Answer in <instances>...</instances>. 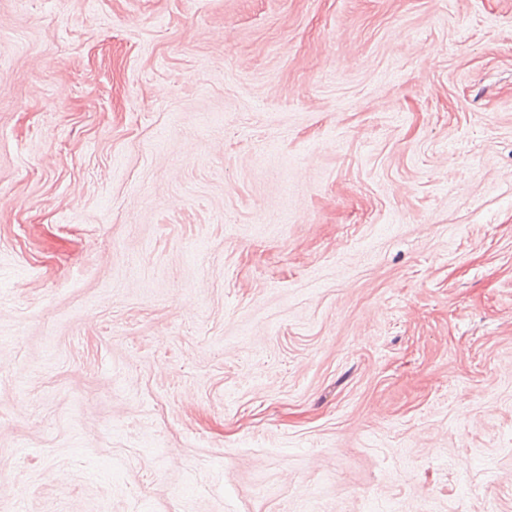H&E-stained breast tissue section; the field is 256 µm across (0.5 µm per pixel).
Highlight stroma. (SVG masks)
<instances>
[{
	"label": "stroma",
	"mask_w": 512,
	"mask_h": 512,
	"mask_svg": "<svg viewBox=\"0 0 512 512\" xmlns=\"http://www.w3.org/2000/svg\"><path fill=\"white\" fill-rule=\"evenodd\" d=\"M0 512H512V0H0Z\"/></svg>",
	"instance_id": "1"
}]
</instances>
